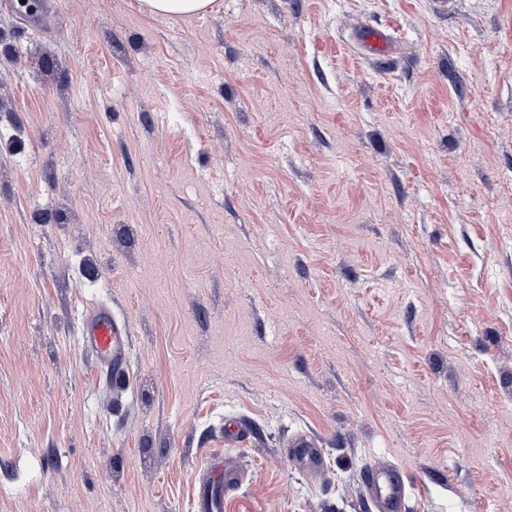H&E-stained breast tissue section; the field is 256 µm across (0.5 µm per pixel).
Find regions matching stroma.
I'll list each match as a JSON object with an SVG mask.
<instances>
[{"label":"stroma","mask_w":512,"mask_h":512,"mask_svg":"<svg viewBox=\"0 0 512 512\" xmlns=\"http://www.w3.org/2000/svg\"><path fill=\"white\" fill-rule=\"evenodd\" d=\"M220 449L224 512H372L380 461L512 512V0L0 9V512H194ZM142 3L153 15L186 17L205 14L213 0H143ZM362 42L372 54L385 56L389 53L393 40L382 30L372 28L364 31ZM129 327L112 311L93 307L85 316L82 342L97 355L101 366L112 369L114 379L125 381L129 362ZM290 446L288 459L293 467L314 475L322 470V449L312 436L300 435Z\"/></svg>","instance_id":"35a3bbf8"}]
</instances>
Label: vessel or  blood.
Listing matches in <instances>:
<instances>
[{
	"mask_svg": "<svg viewBox=\"0 0 512 512\" xmlns=\"http://www.w3.org/2000/svg\"><path fill=\"white\" fill-rule=\"evenodd\" d=\"M362 42L374 55H387L392 40L382 30H366ZM129 327L112 314L111 310L94 307L85 316L82 342L97 355L100 364L111 369L114 379H124L129 362ZM293 467L310 474L323 468V455L316 440L309 435L296 437L288 454ZM239 481L236 472L227 467L220 454L209 456L206 472L197 484V512H222L224 500L217 494L218 487H232ZM361 481L375 512H403L409 490V479L402 469L385 462L366 467Z\"/></svg>",
	"mask_w": 512,
	"mask_h": 512,
	"instance_id": "b4317fda",
	"label": "vessel or blood"
}]
</instances>
